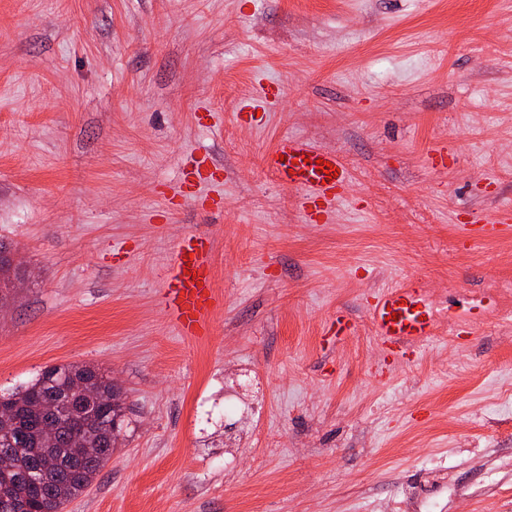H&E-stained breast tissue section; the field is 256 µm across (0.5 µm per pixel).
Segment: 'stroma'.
Segmentation results:
<instances>
[{"instance_id":"stroma-1","label":"stroma","mask_w":512,"mask_h":512,"mask_svg":"<svg viewBox=\"0 0 512 512\" xmlns=\"http://www.w3.org/2000/svg\"><path fill=\"white\" fill-rule=\"evenodd\" d=\"M254 78L288 95L243 127ZM285 135L350 166L333 223L264 168ZM206 157L223 172L184 184ZM510 205L512 0H0V246L23 273L0 397L75 364L125 399L62 512H403L439 464L462 491L436 512H512V232L461 246ZM190 232L217 298L202 338L159 302ZM413 279L438 327L396 361L366 298ZM339 310L355 335L321 336Z\"/></svg>"}]
</instances>
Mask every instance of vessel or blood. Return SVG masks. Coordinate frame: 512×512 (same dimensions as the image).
Masks as SVG:
<instances>
[{"label": "vessel or blood", "instance_id": "vessel-or-blood-1", "mask_svg": "<svg viewBox=\"0 0 512 512\" xmlns=\"http://www.w3.org/2000/svg\"><path fill=\"white\" fill-rule=\"evenodd\" d=\"M284 96L281 86L263 85L258 96L238 102L236 115L244 117L261 104L280 102ZM319 159L330 162L334 178L317 170ZM264 165L280 186L297 192L298 207L310 224L329 222L337 203L349 196L353 187L349 169L336 151L303 139L281 137L265 155ZM212 277L206 238L197 233L184 235L162 294L164 310L181 335L197 336L206 331L216 305ZM367 307L379 345L395 355L415 353L437 327L428 292L417 280L374 293Z\"/></svg>", "mask_w": 512, "mask_h": 512}]
</instances>
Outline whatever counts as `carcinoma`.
Segmentation results:
<instances>
[{
  "label": "carcinoma",
  "mask_w": 512,
  "mask_h": 512,
  "mask_svg": "<svg viewBox=\"0 0 512 512\" xmlns=\"http://www.w3.org/2000/svg\"><path fill=\"white\" fill-rule=\"evenodd\" d=\"M112 379L78 365L54 366L3 400L11 417L0 436L12 439L16 471L0 473V505L40 502L51 509L81 495L112 456L106 425L123 416ZM97 448L84 456L80 448ZM37 472L38 484L25 475Z\"/></svg>",
  "instance_id": "cac0c4a2"
}]
</instances>
